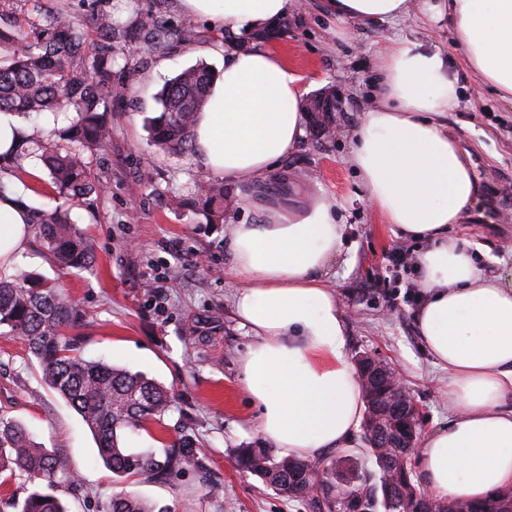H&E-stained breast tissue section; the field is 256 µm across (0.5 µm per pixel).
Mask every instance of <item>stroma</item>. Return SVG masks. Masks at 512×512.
<instances>
[{
  "instance_id": "1",
  "label": "stroma",
  "mask_w": 512,
  "mask_h": 512,
  "mask_svg": "<svg viewBox=\"0 0 512 512\" xmlns=\"http://www.w3.org/2000/svg\"><path fill=\"white\" fill-rule=\"evenodd\" d=\"M58 0H0V28L36 37L57 16ZM118 19L112 34V80L104 92L111 111L112 140L90 158L92 180L106 192L61 199L40 160L0 172V182L29 210L67 209L90 239L92 270L61 272L39 234H32L20 268L59 283L83 311L75 329L88 359L140 371L171 387L174 400L163 422L128 434L137 451L163 453L180 434L194 437L206 455L207 472L187 470L162 483L142 477L125 490L167 505L171 512H298L294 503L267 488L236 464V450L261 442L258 406L239 382L240 360L251 342L232 308L237 284L225 243L232 225L252 224L267 201L293 207L315 193L336 196L346 226L343 254L332 278L349 325L352 357L368 355L390 363L403 376L419 410L420 433L429 435L448 420L443 385L448 373L436 366L415 330L417 289L393 288L386 272L394 248L415 250L373 209L350 163L352 133L374 105L379 89L375 61L390 40L407 37L437 48L457 80L458 105L448 128L468 155L477 185L476 201L458 228L484 273L512 268V103L479 86L455 44L450 17L435 20L411 0L408 17L336 32L321 0H292L284 39L264 43L282 53L305 78L306 95L324 88L336 93L335 134L326 139L306 131L299 150L257 184L224 185V221L210 223L196 202V182L210 180L192 157H176L152 145L149 117L156 97L181 70L205 63L224 68L227 51L241 36L185 16L176 0H103ZM154 16L170 27L194 31L187 43L153 51L129 49L122 29ZM0 412L20 421L34 440L60 448L77 474L67 493L71 512H105L114 490L112 473L80 415L41 381L26 343L0 335ZM218 492H210V484Z\"/></svg>"
}]
</instances>
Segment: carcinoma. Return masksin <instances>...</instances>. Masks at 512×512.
<instances>
[{"label":"carcinoma","instance_id":"carcinoma-1","mask_svg":"<svg viewBox=\"0 0 512 512\" xmlns=\"http://www.w3.org/2000/svg\"><path fill=\"white\" fill-rule=\"evenodd\" d=\"M92 0V22L103 33V43L86 52L81 35L57 20L40 40L14 50L9 64L0 65V112L27 117L46 112H71L70 126L51 141L32 128L19 141L13 160L36 157L49 172L63 198L101 194L106 186L90 179L89 156L106 149L112 139L109 107L102 87L111 76L114 20ZM131 47L152 50L177 38H195L190 30L170 31L147 17L125 30ZM288 33L287 20L273 28L250 34V40L267 42ZM213 72L199 64L184 69L162 88L157 115L149 119L153 143L159 149L186 156L193 152L196 114L206 102ZM196 196L209 220L224 216V186L204 181ZM33 223L58 267L84 271L93 266V251L85 234L60 206L33 213ZM82 320V312L61 289L37 282L18 270L0 275V334L27 343L37 360L45 385L63 397L95 435L98 452L112 471L117 487L107 512H169L166 506L121 488L131 477L164 482L185 468L206 469L197 442L183 434L164 457L137 452L124 437L159 421L171 403L170 389L139 372L104 361L83 358L66 330ZM392 395L383 381L364 389V417L391 410ZM418 439L417 424L400 422L380 436L364 438L374 467L357 458L332 459L317 465L284 456L259 445L238 450L240 468L263 484L304 506L305 512H512V488L483 502L435 499L415 478L408 461ZM23 476L34 489L23 500L10 498L14 512H69L62 500L64 487L74 484L76 472L67 453L36 443L21 422L0 417V478L8 482Z\"/></svg>","mask_w":512,"mask_h":512}]
</instances>
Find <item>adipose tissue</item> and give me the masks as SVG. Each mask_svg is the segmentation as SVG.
I'll return each instance as SVG.
<instances>
[{
	"label": "adipose tissue",
	"mask_w": 512,
	"mask_h": 512,
	"mask_svg": "<svg viewBox=\"0 0 512 512\" xmlns=\"http://www.w3.org/2000/svg\"><path fill=\"white\" fill-rule=\"evenodd\" d=\"M182 13L230 32L284 17L290 0H177ZM340 25L404 17L410 0H322ZM450 15L480 85L512 102V0H428ZM379 100L353 132L350 163L369 204L393 231L419 242L417 333L446 370V424L423 442L417 469L440 500H482L512 488V280L477 266L457 226L473 205L468 157L448 131L458 90L444 55L409 38L378 58ZM303 77L276 53L227 55L193 129L204 171L243 184L294 155L305 133ZM336 198L311 196L297 210L265 207L255 224L233 225L226 243L242 280L232 304L254 341L240 381L260 409L258 431L282 454L317 459L360 445L365 409L348 328L330 271L345 226ZM32 232V215L0 196V270H10Z\"/></svg>",
	"instance_id": "adipose-tissue-1"
}]
</instances>
